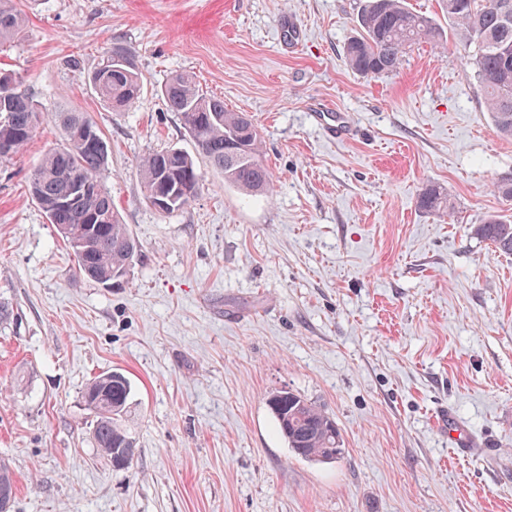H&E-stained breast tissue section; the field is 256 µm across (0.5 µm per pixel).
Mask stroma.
Instances as JSON below:
<instances>
[{
	"mask_svg": "<svg viewBox=\"0 0 512 512\" xmlns=\"http://www.w3.org/2000/svg\"><path fill=\"white\" fill-rule=\"evenodd\" d=\"M447 35L379 77L343 48L362 0H19L0 52L43 114L0 159V459L16 512H512V255L471 235L512 216V137L482 107L443 0H407ZM143 80L125 111L89 77L113 48ZM191 76L249 115L270 197L226 185L163 213L139 163L193 142L160 94ZM348 114L329 139L315 110ZM83 112L109 150L102 183L141 254L120 287L76 270L28 191L60 145L56 112ZM452 213L419 209L429 186ZM131 382V465L98 456L81 392ZM289 389L335 420L343 457L297 456L268 408ZM452 407L482 455L462 460Z\"/></svg>",
	"mask_w": 512,
	"mask_h": 512,
	"instance_id": "1",
	"label": "stroma"
}]
</instances>
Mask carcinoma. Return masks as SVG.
Masks as SVG:
<instances>
[{"label": "carcinoma", "instance_id": "1", "mask_svg": "<svg viewBox=\"0 0 512 512\" xmlns=\"http://www.w3.org/2000/svg\"><path fill=\"white\" fill-rule=\"evenodd\" d=\"M446 10L483 91L485 111L499 133L512 137V20L502 19L505 12L512 16V0H498L494 11L486 9L483 0H446ZM23 24L15 0H0V48L17 37ZM441 40L442 32L432 18L413 12L406 0H365L356 34L345 45V61L355 73L381 76L397 71L413 46H436ZM91 82L114 112L126 110L141 96L140 74L125 58L118 62L107 55ZM161 92L168 111L178 116L192 136L197 153L224 175V183L254 195L270 191L271 173L262 160L260 136L251 119L229 111L221 97L200 94L183 74L168 78ZM41 118L34 100L17 89L11 76L0 74V158L21 152L35 136ZM52 118L64 144L48 151L31 174L30 194L71 249L80 275L100 285L114 276L122 280L141 248L101 181L108 161L107 143L83 112H56ZM232 132L240 133V158L230 164L224 154ZM140 178L148 200L162 182H169L176 193L175 210L189 205L203 187L196 160L178 148L148 155L140 165ZM68 199L73 204L61 206ZM419 206L428 212H445L449 210L447 194L431 186L422 193ZM84 224L105 227L88 251L80 243ZM472 234L494 250L512 255L511 220L491 216L473 225ZM130 396V381L119 371L94 377L82 391L85 405L95 415L94 447L106 459L135 447L123 423ZM268 407L295 454L320 463L340 458L339 429L321 407L290 390L273 394Z\"/></svg>", "mask_w": 512, "mask_h": 512}]
</instances>
